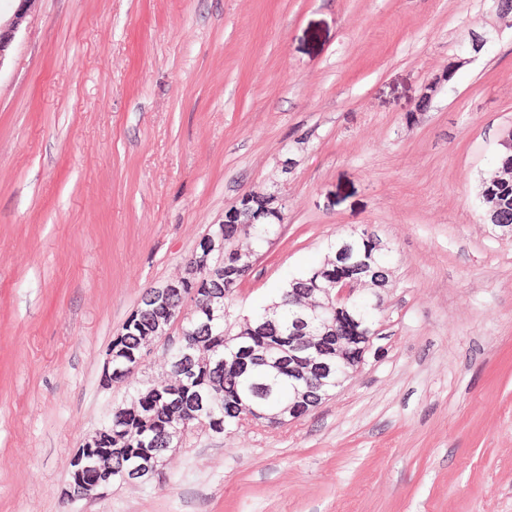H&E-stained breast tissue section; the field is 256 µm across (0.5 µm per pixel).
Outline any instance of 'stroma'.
Segmentation results:
<instances>
[{
    "label": "stroma",
    "mask_w": 512,
    "mask_h": 512,
    "mask_svg": "<svg viewBox=\"0 0 512 512\" xmlns=\"http://www.w3.org/2000/svg\"><path fill=\"white\" fill-rule=\"evenodd\" d=\"M509 127L492 0H34L0 64V512H512V233L478 198ZM266 191L283 227L233 317L372 231L363 363L301 419L65 503L128 391L113 338Z\"/></svg>",
    "instance_id": "1"
}]
</instances>
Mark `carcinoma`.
I'll list each match as a JSON object with an SVG mask.
<instances>
[{
    "instance_id": "carcinoma-1",
    "label": "carcinoma",
    "mask_w": 512,
    "mask_h": 512,
    "mask_svg": "<svg viewBox=\"0 0 512 512\" xmlns=\"http://www.w3.org/2000/svg\"><path fill=\"white\" fill-rule=\"evenodd\" d=\"M480 188L482 216L495 214L498 227H512V151L498 153L492 172L481 180ZM270 205L269 195L255 192L243 197L240 206L232 209V222L224 225L222 258L213 261L211 268L199 273L188 287L173 294L165 307L149 303L153 289H147L128 320L130 327L121 329L112 340V345L119 344L126 351L128 365L135 367L140 339L156 317L166 313L176 317L185 302H190L181 321V336L176 342L170 340L162 345V357L175 378L184 354L196 355L198 362L191 388L182 392L163 379L159 381L162 398L157 400L148 391L146 381L133 389L129 403L112 407L115 474H120L131 461L162 447L164 435L174 425L199 431L207 426L211 431L222 432L239 427L240 417L246 413L256 421L269 423L268 415L278 406L295 400L297 388L292 370L306 368L307 359V354L295 349V343L304 330L341 336L345 349L344 358L339 360L341 379L364 357L383 301L376 300L371 286L361 285L357 288L358 296L376 304L360 316L362 324H351L334 315L327 307L324 289L331 287L336 277L347 274V270L336 269L328 259L319 268L290 282V288L281 295L274 323H265L262 312L230 321L235 288L251 270L245 264L246 253H260L281 228V214L261 213ZM374 240L367 234L356 238L350 261L368 262L371 272L386 281L387 255L375 249ZM307 303L318 307L320 317L301 330L294 321ZM239 343L251 346L256 357L238 367H224V352Z\"/></svg>"
}]
</instances>
